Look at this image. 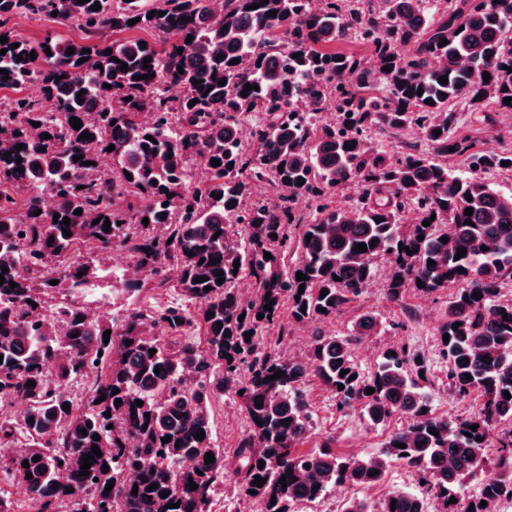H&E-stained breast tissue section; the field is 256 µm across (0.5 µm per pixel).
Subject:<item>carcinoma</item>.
Instances as JSON below:
<instances>
[{"label": "carcinoma", "mask_w": 512, "mask_h": 512, "mask_svg": "<svg viewBox=\"0 0 512 512\" xmlns=\"http://www.w3.org/2000/svg\"><path fill=\"white\" fill-rule=\"evenodd\" d=\"M54 11L90 36L141 30L159 40L144 49L140 38L32 44L7 27L13 16ZM348 33L368 45L369 56L328 49ZM0 36L7 38L0 88L19 91L35 80L42 89L41 99L19 94L0 112V267L8 268L0 285V403L26 402L20 420L0 418V447L15 448L0 458V469L24 487L36 512H208L209 492L226 477L223 450L211 442L212 394L238 396L244 405L249 430L234 475L256 512H300L339 484L376 487L393 464L412 471L421 490H391L378 501L353 497L342 512H428L431 497L437 512H499L503 500L512 501V398L503 395H512V300L502 299L512 278V192L487 177L512 170V149L475 150L456 131L460 104L512 112L503 102L512 97V0H320L317 8L310 0H224L222 10L214 0H0ZM247 84L258 89L243 97ZM324 110L334 119L321 122ZM142 113L150 121L139 120ZM74 117L83 123L78 130ZM412 126L419 142L390 151ZM85 131L91 138L82 140ZM450 154L463 158L465 170L448 169ZM76 155L83 159L73 161ZM102 158L112 160L110 170ZM260 182L273 198L253 199ZM350 183L359 185L357 197L335 203ZM21 185L27 196L18 220L14 190ZM126 193L142 204L114 201ZM297 198L312 202L310 211L296 209ZM375 238V247L354 250ZM80 246L98 263L115 247L126 250L144 272L123 282L129 293L174 267L197 317L177 306L133 308L117 322L93 318L73 301L53 302L60 285L79 294L94 276L95 266L67 259ZM459 248L466 253L457 260ZM378 258L393 267L386 298L408 317L415 314L408 293L439 298L455 289L436 335L448 396L478 393L475 413L436 414L426 360L407 345L384 351L376 370L362 373L354 349L383 327L373 312L347 334L317 335L300 359L264 345L265 329H276L281 341L292 323L343 312L374 283ZM298 272L307 280L297 281ZM244 275L256 288L247 299L237 288ZM200 276L208 280L194 282ZM190 327L202 330L204 345L163 341ZM277 370L284 375L268 380ZM78 376L92 378L81 407L68 391ZM311 378L334 392L339 408L358 406L371 425L394 418L405 425L374 454L338 455L331 439L302 451L313 424L304 389ZM95 446L102 456L82 476L83 457ZM209 452L215 461L207 464ZM488 469L492 476L470 494L467 480ZM257 475L265 480L259 487ZM153 483L158 487L147 490Z\"/></svg>", "instance_id": "obj_1"}]
</instances>
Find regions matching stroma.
I'll list each match as a JSON object with an SVG mask.
<instances>
[{
    "label": "stroma",
    "instance_id": "35a3bbf8",
    "mask_svg": "<svg viewBox=\"0 0 512 512\" xmlns=\"http://www.w3.org/2000/svg\"><path fill=\"white\" fill-rule=\"evenodd\" d=\"M15 33L33 43L41 42L47 35L81 40L83 33L74 26H65L49 18H31L24 15L14 17L10 23ZM460 134L470 136L476 149L500 151L512 148V112H496L491 122H484L482 113L463 110L458 126ZM391 273V266L381 260L376 264V278L371 288L350 308L329 319L312 320L294 324L287 340L278 341L274 331L264 334L265 344L277 345L279 351L298 357L303 355L315 336L321 333H347L356 317L372 311L383 320L385 328L380 333L366 337L355 348L358 366L369 373L376 369L381 354L387 348L410 345L423 353L430 365L435 388L434 408L437 413L469 415L482 404L478 394H471L463 400L449 399L442 386L446 366L439 354L435 329L445 309L444 299L426 297L412 298L416 310L414 317H406L400 307L389 302L384 294V285ZM166 284L161 288H144L141 292L129 295L117 292L118 280L112 274L111 264L100 266L89 290L79 300L80 305L93 317L121 318L128 309L134 307L179 306L189 314H196L197 304L184 296L176 286L177 274L173 269L165 271ZM306 391L315 417V425L304 445L305 450H313L326 439H333L336 453L342 455L371 454L377 452L384 441L387 428L372 427L362 421L358 408L338 410L335 395L319 381L307 383ZM212 425V443L224 451L226 466L236 463L237 444L247 429L246 413L240 400L232 396L215 395L209 402ZM418 481L413 472L404 467L391 466L381 488L364 489L347 484L332 487L327 495L316 503L305 506L304 512H339L342 504L353 497L364 494L380 496L381 492L393 489H417Z\"/></svg>",
    "mask_w": 512,
    "mask_h": 512
}]
</instances>
